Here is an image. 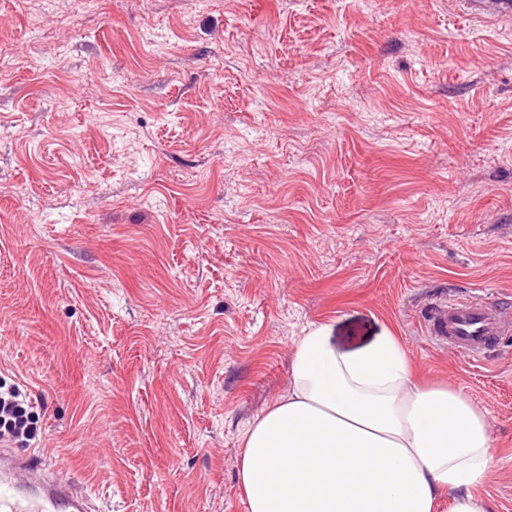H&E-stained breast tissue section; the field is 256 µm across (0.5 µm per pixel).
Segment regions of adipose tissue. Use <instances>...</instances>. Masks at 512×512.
I'll return each mask as SVG.
<instances>
[{
    "label": "adipose tissue",
    "instance_id": "1",
    "mask_svg": "<svg viewBox=\"0 0 512 512\" xmlns=\"http://www.w3.org/2000/svg\"><path fill=\"white\" fill-rule=\"evenodd\" d=\"M483 409L419 382L395 337L353 353L326 326L295 342L288 391L245 430L248 512H487L473 490L492 464Z\"/></svg>",
    "mask_w": 512,
    "mask_h": 512
}]
</instances>
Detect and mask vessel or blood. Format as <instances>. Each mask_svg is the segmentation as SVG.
I'll return each instance as SVG.
<instances>
[{"label":"vessel or blood","mask_w":512,"mask_h":512,"mask_svg":"<svg viewBox=\"0 0 512 512\" xmlns=\"http://www.w3.org/2000/svg\"><path fill=\"white\" fill-rule=\"evenodd\" d=\"M467 15L475 18L512 16V0H462ZM428 336L440 344L486 360L503 336L512 334V310L495 295L449 296L432 304L426 320ZM0 512H87L85 499L65 479H45L42 463L0 462Z\"/></svg>","instance_id":"b4317fda"}]
</instances>
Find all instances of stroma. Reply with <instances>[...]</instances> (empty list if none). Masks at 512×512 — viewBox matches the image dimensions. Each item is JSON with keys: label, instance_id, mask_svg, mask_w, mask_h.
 <instances>
[{"label": "stroma", "instance_id": "stroma-1", "mask_svg": "<svg viewBox=\"0 0 512 512\" xmlns=\"http://www.w3.org/2000/svg\"><path fill=\"white\" fill-rule=\"evenodd\" d=\"M248 162L240 163L236 154ZM512 19L457 0H0V380L92 512H247L248 424L303 331L398 339L487 413L512 512ZM426 332L437 343L484 361L496 351L502 336L512 333L511 313L494 294L449 295L431 305Z\"/></svg>", "mask_w": 512, "mask_h": 512}]
</instances>
